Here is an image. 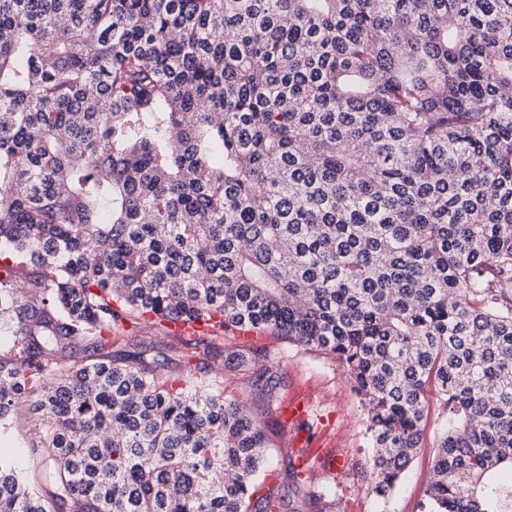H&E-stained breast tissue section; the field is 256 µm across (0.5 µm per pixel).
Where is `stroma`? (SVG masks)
I'll return each instance as SVG.
<instances>
[{"label": "stroma", "instance_id": "1", "mask_svg": "<svg viewBox=\"0 0 512 512\" xmlns=\"http://www.w3.org/2000/svg\"><path fill=\"white\" fill-rule=\"evenodd\" d=\"M224 346H247L262 350L273 361V372L281 395H288L298 385L312 391V406L306 417L307 428L280 427L276 419L264 420L263 426L272 437L276 451L269 468L270 474L283 472L286 448L294 441L311 444L309 464L315 475L336 480L341 492L332 512H420L424 490L434 463V446L438 438L441 409L431 402L426 427V442L403 476L394 494L384 502L370 493L367 478L368 460L372 453L362 430L363 410L345 377L341 361L329 352L311 349L289 342L270 333L240 337L225 334ZM192 347L146 329L141 333L140 346L129 341L112 343L116 358L135 354L145 362L166 361L170 374L185 371ZM29 421L18 414L8 433L0 435V453L14 459L19 471L29 480H45L41 455L31 453L27 446Z\"/></svg>", "mask_w": 512, "mask_h": 512}]
</instances>
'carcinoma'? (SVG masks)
<instances>
[{
  "instance_id": "carcinoma-1",
  "label": "carcinoma",
  "mask_w": 512,
  "mask_h": 512,
  "mask_svg": "<svg viewBox=\"0 0 512 512\" xmlns=\"http://www.w3.org/2000/svg\"><path fill=\"white\" fill-rule=\"evenodd\" d=\"M126 323L336 355L381 500L433 393L425 512H512V0H0V428L49 464L0 456V512H329ZM29 420L24 412L18 414L8 433L0 438V452L16 462L19 471L29 480L45 483L44 465L40 454H33L27 447Z\"/></svg>"
}]
</instances>
